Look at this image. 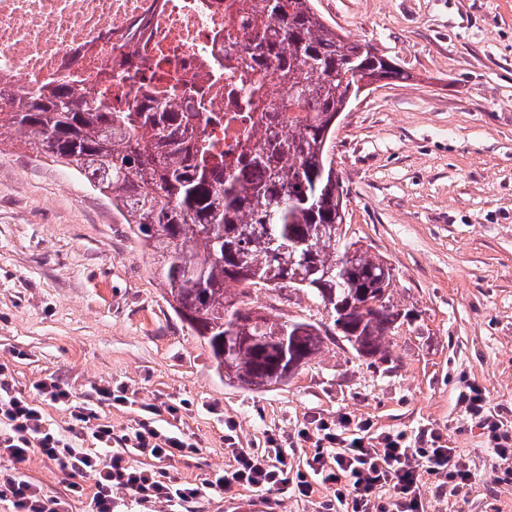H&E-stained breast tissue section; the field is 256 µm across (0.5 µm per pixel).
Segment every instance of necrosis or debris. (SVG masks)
<instances>
[{
  "mask_svg": "<svg viewBox=\"0 0 512 512\" xmlns=\"http://www.w3.org/2000/svg\"><path fill=\"white\" fill-rule=\"evenodd\" d=\"M243 23L233 0H0V80L27 90L69 79L114 102L129 91L130 72L152 84L154 63L187 90L212 101L207 133L214 151L232 160L245 122L234 107L240 72L231 50H243ZM224 63L220 81L210 72Z\"/></svg>",
  "mask_w": 512,
  "mask_h": 512,
  "instance_id": "4bbe7bcc",
  "label": "necrosis or debris"
}]
</instances>
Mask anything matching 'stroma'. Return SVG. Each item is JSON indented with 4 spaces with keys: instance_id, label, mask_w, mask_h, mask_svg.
<instances>
[{
    "instance_id": "stroma-1",
    "label": "stroma",
    "mask_w": 512,
    "mask_h": 512,
    "mask_svg": "<svg viewBox=\"0 0 512 512\" xmlns=\"http://www.w3.org/2000/svg\"><path fill=\"white\" fill-rule=\"evenodd\" d=\"M324 20L394 60L405 79L364 92L336 122L330 156L349 204L347 235L397 274L409 317L386 339V361L327 344L287 383L247 389L221 377L207 346L166 301L141 241L112 202L65 165L36 155L21 134L0 145V362L17 391L63 382L77 400L97 388L128 401L102 407L114 433L155 405L157 425L198 442L171 462L191 483L222 472L224 423L239 444L296 435L313 418L347 413L381 432L438 429L468 458L466 494L425 512H512V484L466 411L467 384L490 409L512 411V0H316ZM280 317L321 320L299 291H253ZM24 358H15V351ZM189 401L170 416L168 404ZM22 469L45 492L69 497L70 477L32 454ZM314 500L248 487L203 493L183 512H315Z\"/></svg>"
}]
</instances>
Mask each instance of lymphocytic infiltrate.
<instances>
[{
  "mask_svg": "<svg viewBox=\"0 0 512 512\" xmlns=\"http://www.w3.org/2000/svg\"><path fill=\"white\" fill-rule=\"evenodd\" d=\"M37 391L40 398L36 401L16 391L8 364L0 363V421L6 426L0 435V456L14 464L12 472L0 475V501L10 502L13 512H66L65 499L48 495L20 471V464L33 453L69 472V491L75 496L85 494L83 478L93 477L91 512H115L119 492L143 502L179 507L201 497L204 490L226 492L236 487L270 494L289 492L303 498L320 489L324 495L318 512H423V481L434 480L437 489L456 494L474 478L466 460L445 444L436 429L375 434L368 422L342 414L331 421L315 419L310 427L298 431V439L314 447L301 467L294 466L283 435H269L264 451L242 448L235 423L226 422L229 469L200 484L181 482L162 468V461L196 455L200 448L184 435L155 426L154 405H144V418L116 438L111 424L98 418L100 406L126 401L111 387H100L92 404L74 400L71 391L52 378L41 382ZM47 403L68 408L70 423L65 432L52 429L43 409ZM467 410L479 420L505 465V480L511 482L512 435L503 431L501 421L488 410L481 390H470ZM108 447L112 455L101 457L100 449ZM139 455L158 459V467L134 465L132 459Z\"/></svg>",
  "mask_w": 512,
  "mask_h": 512,
  "instance_id": "f902f5d3",
  "label": "lymphocytic infiltrate"
}]
</instances>
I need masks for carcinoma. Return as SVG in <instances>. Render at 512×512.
<instances>
[{"instance_id":"1","label":"carcinoma","mask_w":512,"mask_h":512,"mask_svg":"<svg viewBox=\"0 0 512 512\" xmlns=\"http://www.w3.org/2000/svg\"><path fill=\"white\" fill-rule=\"evenodd\" d=\"M238 8L251 16L238 66L272 72L289 98L267 105L258 81L243 90L240 111L257 113L260 129L236 159L208 143V92L182 97L176 81L131 91L119 110L65 79L20 96L0 84V145L18 132L111 199L217 371L265 388L287 382L293 360H312L335 336L370 358L406 318L392 269L342 239L347 194L329 156L336 114L363 85L404 72L337 33L314 0H239ZM267 287L309 294L330 321H278L250 306L252 289Z\"/></svg>"}]
</instances>
